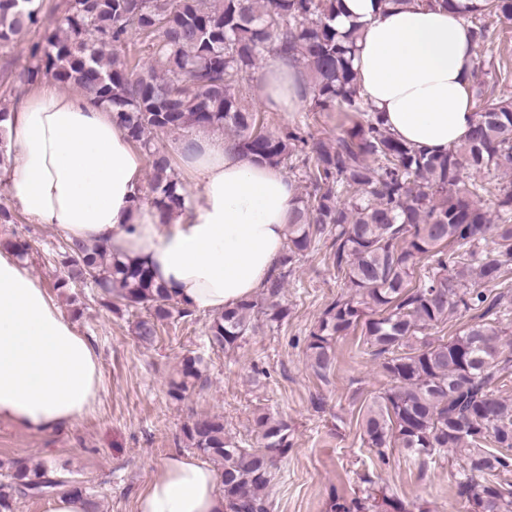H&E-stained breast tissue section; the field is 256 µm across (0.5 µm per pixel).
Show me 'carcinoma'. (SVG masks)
I'll list each match as a JSON object with an SVG mask.
<instances>
[{"instance_id": "cac0c4a2", "label": "carcinoma", "mask_w": 512, "mask_h": 512, "mask_svg": "<svg viewBox=\"0 0 512 512\" xmlns=\"http://www.w3.org/2000/svg\"><path fill=\"white\" fill-rule=\"evenodd\" d=\"M36 0H0V49H11L41 21ZM340 0H67L35 62L19 78L44 77L76 87L112 117L144 152L153 204L183 207L187 194L170 154L153 143L157 132L226 130L238 151L282 167L296 161L308 191L295 198L274 276L260 296L214 318L210 341L234 349L255 331V315L271 323L288 316L286 276L332 239L334 266L349 291L329 303L310 331L308 366L325 378L336 363L334 344L361 329L363 344L381 360L389 384L367 403L358 424L363 440L385 456L395 445L415 457L446 448L461 460L458 493L469 512H512V339L495 316L512 310V74L487 53L489 25L512 19V0H482L473 10L477 67L492 78L478 89L468 138L443 154L416 149L393 136L380 113L359 97L352 66L358 26H333ZM137 39L144 66L122 54ZM302 62L310 73L309 111L336 117V139L308 143L298 123L278 133L260 125L258 111L236 86L271 51ZM9 110L0 107V173L12 166ZM496 200L495 211L486 198ZM64 275L55 288L89 279L104 305L143 310L138 339L151 343L179 302L157 284L144 262H120L100 245L65 242ZM199 357L184 360L182 380L169 394L183 397L200 375ZM263 441L242 448L224 421L200 416L185 426L189 446L219 465L230 512H270L274 465L291 447L288 422L270 411L253 418ZM0 483V512H13L20 492L53 493L65 485L45 463L14 467ZM331 512H412L384 490L336 495Z\"/></svg>"}]
</instances>
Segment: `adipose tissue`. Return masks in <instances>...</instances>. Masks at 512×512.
<instances>
[{"label": "adipose tissue", "mask_w": 512, "mask_h": 512, "mask_svg": "<svg viewBox=\"0 0 512 512\" xmlns=\"http://www.w3.org/2000/svg\"><path fill=\"white\" fill-rule=\"evenodd\" d=\"M456 9L427 0H341L338 30L359 24L353 69L359 95L396 138L432 153L464 141L475 45ZM259 95L272 112L298 111L303 73L271 56ZM11 191L22 212L65 240L146 262L187 309L218 316L251 299L270 277L287 234L296 186L282 168L243 156L209 131L177 145L197 192L177 215L141 203L144 159L111 108L44 82L10 119ZM101 392L90 341L22 269L0 253V421L44 436L85 416ZM137 512H228L217 473L175 451L141 488Z\"/></svg>", "instance_id": "adipose-tissue-1"}]
</instances>
